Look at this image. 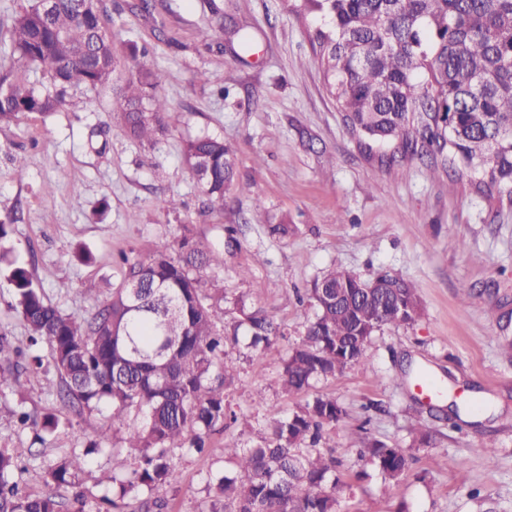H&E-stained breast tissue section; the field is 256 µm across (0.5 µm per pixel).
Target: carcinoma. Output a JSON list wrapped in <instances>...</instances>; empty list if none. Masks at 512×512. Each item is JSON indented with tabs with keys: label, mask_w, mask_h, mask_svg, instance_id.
<instances>
[{
	"label": "carcinoma",
	"mask_w": 512,
	"mask_h": 512,
	"mask_svg": "<svg viewBox=\"0 0 512 512\" xmlns=\"http://www.w3.org/2000/svg\"><path fill=\"white\" fill-rule=\"evenodd\" d=\"M291 10L320 18L311 44L352 134L403 157L438 161L465 174L477 192L512 205V0H292ZM9 42L14 62L0 70L1 124L59 111L72 91L108 85L118 62L91 0H53L48 11L29 0ZM129 56L134 65L110 117L131 138L151 142L166 129L168 105L156 94L160 75L149 50L132 43ZM32 66L44 67L45 80L19 74ZM183 154L210 205L223 208L235 187L232 147L205 134L187 140ZM122 262L119 287L81 315L48 303L29 270L0 248L15 287L13 309L27 329L23 349L0 336V359L40 367L42 357L31 351L45 343L72 406L111 408L131 459L129 471L105 477L112 498L103 502L114 509L175 480L169 448H208L210 432L228 416L224 385L233 374L215 375L227 336L244 326L256 346L279 334L273 316L243 303L233 331H224V292L206 296L201 275L224 266L222 250L185 237L176 257L163 242L143 259ZM310 299L318 313L280 370L290 395L349 365H367L377 331L419 315L416 289L390 271L363 280L330 269L314 281ZM343 414L335 399L318 396L270 424L266 445L224 443L232 469L210 487L202 512H336V483L326 481L336 460L318 445L324 425ZM366 455L391 480L405 473L400 448L375 442L360 450ZM85 464L74 454L50 466L48 477L73 485ZM16 470L17 456L0 448V512H61L52 494H21Z\"/></svg>",
	"instance_id": "1"
}]
</instances>
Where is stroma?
Segmentation results:
<instances>
[{
	"label": "stroma",
	"mask_w": 512,
	"mask_h": 512,
	"mask_svg": "<svg viewBox=\"0 0 512 512\" xmlns=\"http://www.w3.org/2000/svg\"><path fill=\"white\" fill-rule=\"evenodd\" d=\"M216 2L225 26H246L253 53L215 34L206 0H101L120 59L129 42L149 49L162 75L157 93L178 119L142 146L110 120L111 88H81L74 105L0 126L8 248L50 303L82 313L119 286L124 260L144 258L161 242L178 244L188 230L224 252L223 267L203 276L224 291L225 327L238 319L240 300L275 316L281 335L271 348H252L243 334L226 346L235 381L225 394L237 421L212 433L207 454L170 449L177 479L156 491L166 512H201L209 483L224 470L225 441L261 446L267 421L321 395L344 409L320 444L337 460L338 512H512V204L432 170L430 160L394 159L389 147L352 135L326 89L307 24L284 0ZM203 134L234 149L236 177L250 186L228 192L220 211L182 159L184 142ZM16 156L26 163L21 180ZM166 195L180 200L177 211L160 207ZM282 221L289 233H272ZM230 236L237 240L231 248ZM81 250L88 261L76 259ZM333 266L364 279L396 272L416 288L420 315L374 334L369 369L349 366L286 395L279 370L316 314L314 280ZM90 281L99 287L92 295L83 291ZM464 286L469 296H461ZM416 370L449 396L426 404ZM21 380L20 391H0V448L20 451V491L59 492L62 512H73L79 491L84 512H97L112 492L99 477L112 470L122 431L87 453L75 489H54L48 467L86 452L110 411L62 400L51 364L22 371ZM258 389L264 398L257 403ZM21 408L37 420L55 415L59 425L35 439L14 424ZM424 431L429 441H421ZM376 441L404 449L400 481L359 458ZM484 445L494 458L478 454Z\"/></svg>",
	"instance_id": "obj_1"
}]
</instances>
